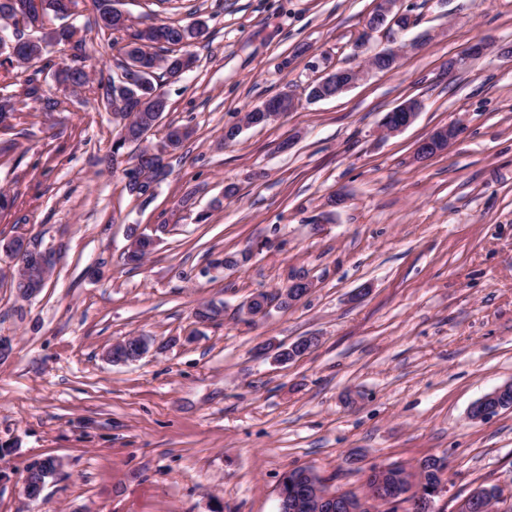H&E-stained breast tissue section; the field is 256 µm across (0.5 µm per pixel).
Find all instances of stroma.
<instances>
[{
  "instance_id": "obj_1",
  "label": "stroma",
  "mask_w": 512,
  "mask_h": 512,
  "mask_svg": "<svg viewBox=\"0 0 512 512\" xmlns=\"http://www.w3.org/2000/svg\"><path fill=\"white\" fill-rule=\"evenodd\" d=\"M399 6L413 25L379 72L366 61L387 33L356 50L373 0H120L141 26L209 24L165 87V122L194 134L149 197L126 190V160L101 165L120 126L92 94L49 115L28 103L0 126V190L16 198L0 242L56 256L30 300L0 281V512H279L289 469L360 495L370 466L428 456L448 464L435 512L486 485L512 504V407L469 415L512 382V0ZM75 22L90 70L117 75L90 0ZM331 67L364 75L303 99ZM289 90L295 112L225 143L226 126ZM411 98L415 122L386 134L383 115ZM458 122L459 140L416 158ZM133 226L156 240L138 266L124 260ZM295 277L312 283L301 301L247 315ZM206 303L223 313L202 324ZM142 335V359L107 360ZM305 336L319 342L300 358L262 351ZM47 456L63 467L29 498ZM464 128L458 123L448 124L435 129L427 137L420 140L415 147L417 158L432 157L446 149V146L455 142L463 133ZM438 146L443 149H438Z\"/></svg>"
}]
</instances>
